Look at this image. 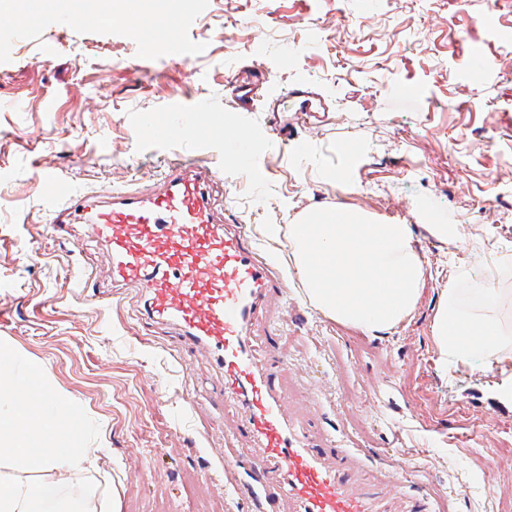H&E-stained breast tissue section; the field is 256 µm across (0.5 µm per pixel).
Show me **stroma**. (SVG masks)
Returning a JSON list of instances; mask_svg holds the SVG:
<instances>
[{
	"label": "stroma",
	"mask_w": 512,
	"mask_h": 512,
	"mask_svg": "<svg viewBox=\"0 0 512 512\" xmlns=\"http://www.w3.org/2000/svg\"><path fill=\"white\" fill-rule=\"evenodd\" d=\"M512 0H183L147 56L135 17L60 24L52 10L0 38V342L41 364L46 392L69 395L120 512H252L217 455L231 401L207 356L175 328L147 325L143 293L112 281L85 224H57L44 179L106 194L151 189L189 156L220 177L224 216L246 224L288 292L270 320L288 356L285 399L314 435L364 449L412 493L447 512H512V409L493 399L499 368L444 365L432 321L448 270L475 276L512 255ZM201 46L187 62L163 45ZM270 76L240 112L260 190L235 172L223 134L205 132L233 100L237 70ZM301 86L324 111L270 130L263 103ZM202 102L194 127L164 137L173 99ZM310 141L298 156L286 142ZM343 205L411 225L427 277L413 315L374 336L307 301L288 270L286 228L312 207ZM280 225L269 238L268 225ZM455 224L443 245L425 230ZM120 475H113L114 461Z\"/></svg>",
	"instance_id": "1"
}]
</instances>
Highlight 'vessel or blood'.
I'll return each mask as SVG.
<instances>
[{"mask_svg": "<svg viewBox=\"0 0 512 512\" xmlns=\"http://www.w3.org/2000/svg\"><path fill=\"white\" fill-rule=\"evenodd\" d=\"M260 79L230 76L237 105L254 103ZM215 179L211 168L177 160L146 194L65 190L54 221L90 225L109 249L113 279L143 288L150 318L177 326L184 344L205 347L223 368L239 410L224 472H258L255 500L287 512H431L430 493L406 496L392 470L367 471L360 450L335 437L314 441L287 412L279 378L287 357L256 329L285 284L245 225L216 218Z\"/></svg>", "mask_w": 512, "mask_h": 512, "instance_id": "b4317fda", "label": "vessel or blood"}]
</instances>
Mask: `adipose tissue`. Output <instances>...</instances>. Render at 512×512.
Returning a JSON list of instances; mask_svg holds the SVG:
<instances>
[{"instance_id":"1","label":"adipose tissue","mask_w":512,"mask_h":512,"mask_svg":"<svg viewBox=\"0 0 512 512\" xmlns=\"http://www.w3.org/2000/svg\"><path fill=\"white\" fill-rule=\"evenodd\" d=\"M288 267L309 303L329 319L372 334L391 331L415 311L426 268L410 225L382 223L347 207L303 211L288 227ZM493 274L478 280L453 267L433 317L440 361L491 367L512 362V307L501 306ZM43 373L27 355L0 345V512H97L44 485L67 488L86 480L95 451L80 445L84 426L66 395H52V413L18 403L22 389L38 387Z\"/></svg>"}]
</instances>
